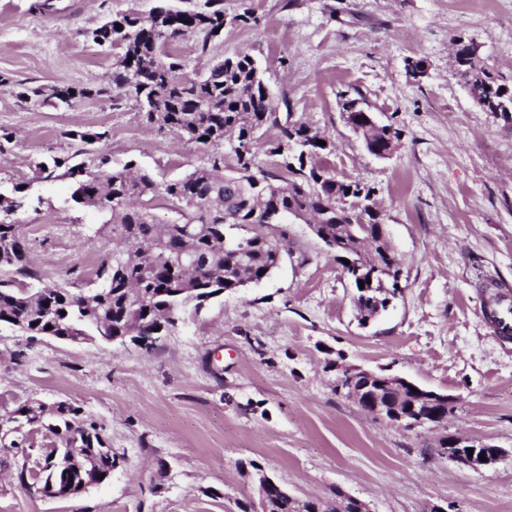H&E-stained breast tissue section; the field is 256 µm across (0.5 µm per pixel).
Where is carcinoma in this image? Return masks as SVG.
Wrapping results in <instances>:
<instances>
[{"label": "carcinoma", "mask_w": 512, "mask_h": 512, "mask_svg": "<svg viewBox=\"0 0 512 512\" xmlns=\"http://www.w3.org/2000/svg\"><path fill=\"white\" fill-rule=\"evenodd\" d=\"M251 15L244 10L232 18L224 14L223 0H205L194 10L167 9L146 18L125 15L99 28L100 38L122 51L120 67L113 73L118 88L135 93L143 104L158 101L164 108L161 124L180 134L186 141L215 149L206 163L185 176L159 184L145 172L133 173L125 167L105 177L90 171L72 157L52 156L35 165L38 175L52 177L57 171L73 184L71 199L85 207L106 212L110 218L95 234L112 242L115 258H106L96 272L101 287L91 292H74L45 283L32 292L26 287L0 288V325H25L33 335L61 336L65 341H86L109 330L137 327L148 330L157 322H167L171 310L181 307L185 288L233 291L242 283H257L267 277L280 258L278 244L254 232L249 236L226 235L229 229L243 230L267 223L268 211L284 214L302 213L311 219L324 217L320 231L340 250L360 248L367 238L383 236L380 211L340 216L333 205L350 192L369 198L373 189L358 182L338 180L314 162L331 150L317 144L316 134L299 120L280 123L274 98L261 79H253L256 60L247 53L216 62L207 73L194 80L181 76V62L170 57L167 46L186 34L202 37L201 50L218 38L217 31L229 24L248 23ZM122 29H116V25ZM458 41L455 74L468 89H476L486 110L499 112L512 121V82L482 64L481 56L471 46L474 41L463 36ZM166 60L168 69L160 71L157 62ZM93 94L82 86L67 85L49 89L46 98L56 102L66 97L77 103ZM278 129L269 142L268 153L279 157L281 143H292L298 155L296 166L279 164V172L254 173L256 131ZM229 154L219 146L229 135ZM109 131H68L66 136L93 146L108 138ZM161 196L177 211L176 219L159 221L152 212L154 198ZM28 206L24 190L14 195H0V268L38 281L32 271L29 247L19 230L17 215ZM232 241L224 246V240ZM354 301L359 310L369 314L385 305L380 294L393 289L386 273L376 276L366 288L354 284ZM354 387L375 394L381 402H390L403 416L413 417L428 408L426 401L409 388L392 389L368 384L358 376ZM7 419L28 426L27 437L44 430L62 440L58 447L51 441L43 448L42 461L64 448L83 449L84 473L99 485L112 476L118 455L112 451L104 427L84 418L80 407L59 401L53 407L28 401L13 410ZM30 477L41 483L43 493L58 489L71 478L60 470L40 469ZM268 512H360L359 500L347 499L331 491L326 499H312L298 504L278 488L271 490Z\"/></svg>", "instance_id": "carcinoma-1"}]
</instances>
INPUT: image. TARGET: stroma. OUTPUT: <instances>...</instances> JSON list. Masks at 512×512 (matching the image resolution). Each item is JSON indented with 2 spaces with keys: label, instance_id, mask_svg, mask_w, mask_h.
I'll return each instance as SVG.
<instances>
[{
  "label": "stroma",
  "instance_id": "stroma-1",
  "mask_svg": "<svg viewBox=\"0 0 512 512\" xmlns=\"http://www.w3.org/2000/svg\"><path fill=\"white\" fill-rule=\"evenodd\" d=\"M182 0H0V193L27 185L19 220L31 265L45 282L97 287L112 248L94 230L107 216L71 201L65 178L38 179L36 162L67 156L68 131L108 130L98 149L162 183L207 156L177 133L148 125L134 94L117 88L113 50L89 33L106 17L148 15ZM250 9L200 50L171 42L193 79L248 53L261 64L280 114L307 122L334 145L318 165L375 191L403 266L402 289L360 324L342 264L292 220L264 227L282 247L272 275L202 308L144 348L70 344L0 327V417L19 404L61 400L101 423L120 460L111 478L56 500L38 483L40 446H0V512H239L255 498L254 468L295 497L342 488L370 512H512V340L483 311L512 287V122L477 106L453 75L452 40L481 47L512 80V0H223ZM422 58L429 73L406 70ZM93 88L63 108L50 87ZM358 99L401 133L393 153L371 155L347 126L343 99ZM399 375L456 396L440 424L413 430L367 413L335 390L328 361ZM458 432L505 448L481 470L438 450Z\"/></svg>",
  "mask_w": 512,
  "mask_h": 512
}]
</instances>
